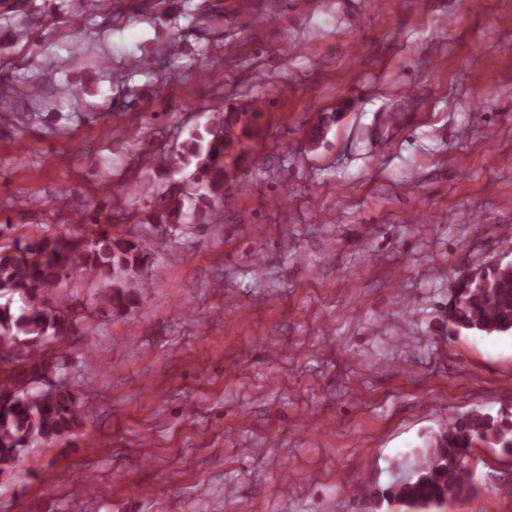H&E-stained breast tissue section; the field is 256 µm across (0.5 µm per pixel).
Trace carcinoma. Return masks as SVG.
<instances>
[{
    "mask_svg": "<svg viewBox=\"0 0 512 512\" xmlns=\"http://www.w3.org/2000/svg\"><path fill=\"white\" fill-rule=\"evenodd\" d=\"M245 113L217 114L203 132L191 138L177 157L183 164L196 160L214 195L223 194L224 156L242 152L239 136L246 135ZM147 258L138 241L112 235L108 225L94 237H63L52 242L17 241L0 251V292L25 296L26 304L16 313L11 303L0 305V362L12 363L25 353L27 379L5 377L0 381V474L16 466L13 450L34 443H48L72 429L87 412L80 398L63 385L46 392L38 382L63 365L44 355L43 343L63 337L69 328L64 301L56 292L66 272L81 268L103 281L102 300L124 307L133 300L135 283L120 278L140 267ZM448 327L458 334L477 331L487 335L512 334V266L484 269L477 281L455 289ZM484 445L512 453V417L470 412L453 416L425 451L418 455L411 475L386 487L363 482L360 498L378 504L400 502L419 512L453 499L469 488L463 463L470 449Z\"/></svg>",
    "mask_w": 512,
    "mask_h": 512,
    "instance_id": "1",
    "label": "carcinoma"
}]
</instances>
